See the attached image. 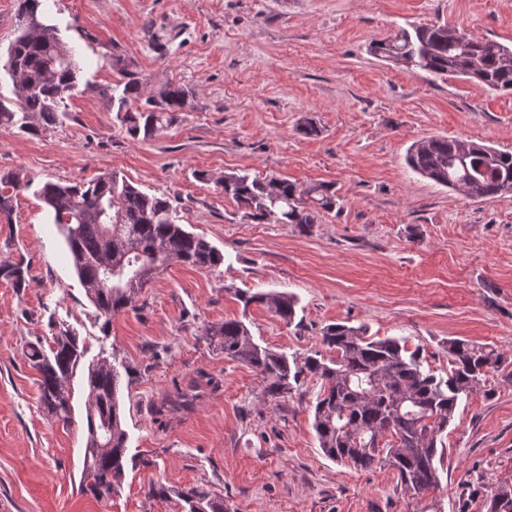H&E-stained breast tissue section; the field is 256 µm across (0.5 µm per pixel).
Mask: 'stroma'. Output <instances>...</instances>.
<instances>
[{
    "instance_id": "stroma-1",
    "label": "stroma",
    "mask_w": 512,
    "mask_h": 512,
    "mask_svg": "<svg viewBox=\"0 0 512 512\" xmlns=\"http://www.w3.org/2000/svg\"><path fill=\"white\" fill-rule=\"evenodd\" d=\"M38 13L81 72L53 128H0V174L31 184L0 222V262L28 270L22 289L0 276V512H181L178 492L194 487L229 512H487L477 488L512 485V194L466 198L405 156L429 136L512 151V93L378 59L370 45L438 23L511 46L512 0H42ZM116 57L147 92L176 83L188 93L153 138L127 137L103 93L119 78ZM307 116L319 134L301 131ZM112 171L171 199L224 262L171 265L106 327L35 189ZM229 173L331 183L340 208L308 229L255 224L225 198L218 181ZM238 288L294 294L295 324L242 307ZM241 317L258 343L300 357L320 349L324 327L346 323L405 339L438 374L452 339L490 346L506 364L459 404L438 437L439 485L416 498L388 465L323 454L317 378L270 401L256 372L209 344L204 326ZM63 326L86 349L67 423L40 404L25 355L31 343L51 347ZM103 357L129 370L120 399L136 459L106 503L79 489L87 367ZM199 372L221 388L154 423L173 380ZM155 485L172 499L152 496Z\"/></svg>"
}]
</instances>
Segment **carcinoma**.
<instances>
[{"label": "carcinoma", "instance_id": "cac0c4a2", "mask_svg": "<svg viewBox=\"0 0 512 512\" xmlns=\"http://www.w3.org/2000/svg\"><path fill=\"white\" fill-rule=\"evenodd\" d=\"M40 0H22L19 34L4 66L12 82V96L0 95V127H16L37 134L55 125L66 100L77 87L78 64L55 25L29 27ZM373 53L439 77H456L491 90L512 91V47L440 24L410 26L372 43ZM121 79L112 85L116 118L131 138H148L172 124L186 104V91L166 84L145 95L146 79L130 70L122 58L113 59ZM407 165L442 186L464 191L473 199L495 198L512 188V152L430 136L408 149ZM224 196L257 224L316 223L320 212L339 206L329 183L302 188L285 177L226 174L218 181ZM29 187L18 172L0 175V217L11 216L12 195ZM38 196L64 236L79 281L99 315L110 323L118 312L135 308V297L173 263L212 270L224 263V254L204 237L179 223L170 200L143 190L138 184L108 172L88 182L43 183ZM128 274L123 287L104 284V265ZM0 275L13 287L26 284L21 264H3ZM244 307L262 304L287 324L295 321L297 299L288 292L235 289ZM203 335L216 343L224 357L253 369L270 400L300 387L301 377L321 381L313 410V429L326 456L368 470L385 461L402 486L420 495L438 486V436L453 421L462 399L485 386L489 370L503 357L486 345L448 341L449 368L437 375L424 367L419 349L407 348L400 338H373L364 326L336 323L322 330L321 344L335 353L319 351L289 358L254 340L242 320L209 325ZM50 353L31 343L27 358L40 373V402L47 412L70 420V380L85 350L69 330L54 337ZM121 374L107 359L89 368L86 423L88 439L81 490L107 502L122 485L128 464L127 431L119 401ZM220 381L202 374L166 396L153 409L154 422L185 411ZM186 512H226L224 500L210 492L191 489L179 493ZM488 512H512V485L484 487Z\"/></svg>", "mask_w": 512, "mask_h": 512}]
</instances>
